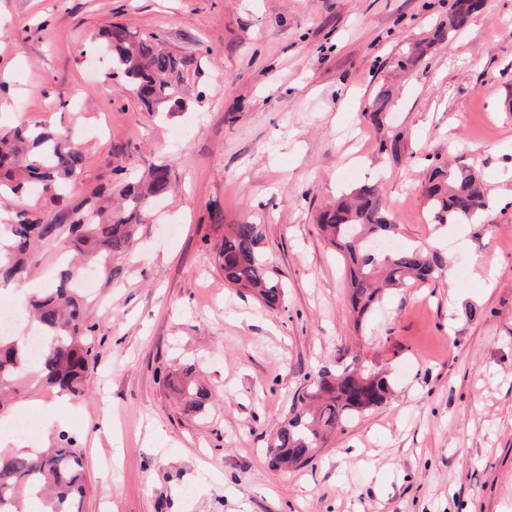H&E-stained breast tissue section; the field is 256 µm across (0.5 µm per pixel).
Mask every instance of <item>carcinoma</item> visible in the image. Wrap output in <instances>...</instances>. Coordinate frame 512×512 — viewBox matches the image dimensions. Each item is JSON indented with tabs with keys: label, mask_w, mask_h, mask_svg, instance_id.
I'll list each match as a JSON object with an SVG mask.
<instances>
[{
	"label": "carcinoma",
	"mask_w": 512,
	"mask_h": 512,
	"mask_svg": "<svg viewBox=\"0 0 512 512\" xmlns=\"http://www.w3.org/2000/svg\"><path fill=\"white\" fill-rule=\"evenodd\" d=\"M476 10L452 3L448 26L436 32L442 41L464 31ZM112 67L137 92L149 112H180L184 100L179 92L183 60L160 48L152 36L139 38L120 24L105 31ZM428 46L410 45L397 66L405 71L421 61ZM390 91L380 89L372 100V119L383 123ZM85 165L82 143L66 131L46 123H24L0 131V198L9 199L12 210L0 224V236L10 240L0 255V279L22 283L30 276L39 249L64 239L70 251L98 260L108 277L121 273L114 260L127 252L145 224L154 203L171 188L166 165L152 166L144 179L125 185L120 200L104 196L98 189L75 202L71 186ZM38 190L40 201L27 199ZM432 219L443 224H480L487 208L483 180L472 165L434 164L424 185ZM320 230L340 250L349 266L351 302L362 318L382 300L377 286L380 271L384 282L400 287L426 282L448 269V257L438 250L405 246L391 253L372 245L395 229L375 184L362 185L336 200L320 216ZM263 225L230 224L216 248L215 263L224 283L255 293L275 309L285 295L282 280L270 270L260 250ZM26 314L44 336L41 354L32 364L27 345L0 335V415L8 408V393L37 371L49 388L75 398L87 395L91 383L90 364L96 358L94 337L97 323L88 321L84 302L72 286V273L63 266L55 283L35 290ZM181 394L185 409L200 411L208 392L188 379ZM391 395L387 372L354 357L336 370L324 369L299 395L301 406L290 411L269 441L272 466L279 469L307 464L321 442L355 416L385 404ZM86 490L81 443L73 432L60 431L50 448L26 453L0 449V512H24L26 501L37 498L45 512H81Z\"/></svg>",
	"instance_id": "cac0c4a2"
}]
</instances>
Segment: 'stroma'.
<instances>
[{"instance_id": "1", "label": "stroma", "mask_w": 512, "mask_h": 512, "mask_svg": "<svg viewBox=\"0 0 512 512\" xmlns=\"http://www.w3.org/2000/svg\"><path fill=\"white\" fill-rule=\"evenodd\" d=\"M453 0H0V129H71L87 159L74 184L118 192L154 164L173 190L118 264L97 276L90 393L52 413L30 382L13 402L47 447L83 441L82 512H512V0H484L449 41ZM119 23L184 62L188 109H143L97 52ZM431 47L409 72L412 43ZM382 125L367 116L379 88ZM400 135L398 154L383 140ZM476 166L497 200L485 223L441 231L423 183L437 162ZM379 185L389 245L447 253L453 271L393 288L355 321L342 257L318 214ZM264 227L287 284L275 310L224 283L228 224ZM65 241L0 293L24 308L52 282ZM359 357L392 378L387 404L333 433L303 467L266 448L322 368ZM192 369L211 397L184 411Z\"/></svg>"}]
</instances>
